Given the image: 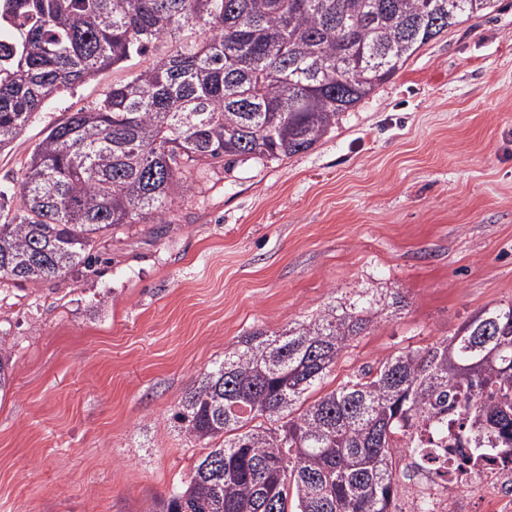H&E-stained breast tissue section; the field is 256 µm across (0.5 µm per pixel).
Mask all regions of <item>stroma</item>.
Here are the masks:
<instances>
[{"instance_id": "35a3bbf8", "label": "stroma", "mask_w": 512, "mask_h": 512, "mask_svg": "<svg viewBox=\"0 0 512 512\" xmlns=\"http://www.w3.org/2000/svg\"><path fill=\"white\" fill-rule=\"evenodd\" d=\"M153 55L57 96L31 148ZM401 303H394V296ZM365 299L379 316L319 393L512 303V0L449 27L312 149L204 168L166 224L80 276L0 282V512H158L201 456L171 415L242 336Z\"/></svg>"}]
</instances>
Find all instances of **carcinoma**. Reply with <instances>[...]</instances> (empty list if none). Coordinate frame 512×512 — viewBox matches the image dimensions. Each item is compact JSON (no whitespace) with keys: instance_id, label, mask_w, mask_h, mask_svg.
I'll return each instance as SVG.
<instances>
[{"instance_id":"cac0c4a2","label":"carcinoma","mask_w":512,"mask_h":512,"mask_svg":"<svg viewBox=\"0 0 512 512\" xmlns=\"http://www.w3.org/2000/svg\"><path fill=\"white\" fill-rule=\"evenodd\" d=\"M493 0H6L0 150L62 91L171 49L73 112L0 187V280L91 267L130 224H166L192 170L313 148L450 26ZM199 29L203 38L182 41ZM379 310L329 306L256 331L172 414L206 453L161 512H393L396 458L439 475L437 449L512 464V304L309 394ZM0 339V393L9 385Z\"/></svg>"}]
</instances>
